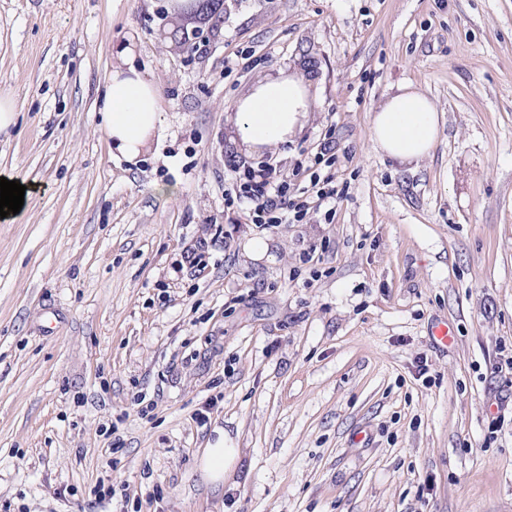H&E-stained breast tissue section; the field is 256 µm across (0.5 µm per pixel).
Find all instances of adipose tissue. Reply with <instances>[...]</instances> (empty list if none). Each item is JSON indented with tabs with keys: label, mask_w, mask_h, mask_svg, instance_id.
Wrapping results in <instances>:
<instances>
[{
	"label": "adipose tissue",
	"mask_w": 512,
	"mask_h": 512,
	"mask_svg": "<svg viewBox=\"0 0 512 512\" xmlns=\"http://www.w3.org/2000/svg\"><path fill=\"white\" fill-rule=\"evenodd\" d=\"M115 55L118 63L97 108L99 127L114 153L134 165L161 135L160 92L136 68L129 44L119 45ZM311 104L302 79L289 76L264 81L237 101L234 138L253 149L288 142ZM439 134L434 104L408 86L391 96L372 117L375 149L404 164L429 154Z\"/></svg>",
	"instance_id": "1"
}]
</instances>
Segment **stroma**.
Wrapping results in <instances>:
<instances>
[{"instance_id": "obj_1", "label": "stroma", "mask_w": 512, "mask_h": 512, "mask_svg": "<svg viewBox=\"0 0 512 512\" xmlns=\"http://www.w3.org/2000/svg\"><path fill=\"white\" fill-rule=\"evenodd\" d=\"M177 21L168 0H0L17 112L0 172L35 182L0 221V512H114L106 476L141 512H512V374L495 368L512 345V0H224L193 56ZM122 42L161 93L134 167L94 109ZM283 74L313 109L245 155L235 103ZM407 85L440 136L399 164L371 121ZM322 149L345 189L331 214L261 232L225 211L244 166L289 173ZM202 237L205 266L182 267ZM225 440L240 454L215 491L198 463Z\"/></svg>"}]
</instances>
